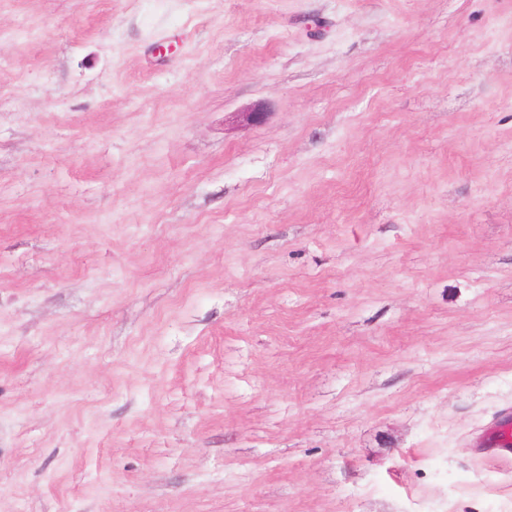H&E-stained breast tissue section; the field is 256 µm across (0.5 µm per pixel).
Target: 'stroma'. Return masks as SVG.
I'll list each match as a JSON object with an SVG mask.
<instances>
[{
  "instance_id": "35a3bbf8",
  "label": "stroma",
  "mask_w": 512,
  "mask_h": 512,
  "mask_svg": "<svg viewBox=\"0 0 512 512\" xmlns=\"http://www.w3.org/2000/svg\"><path fill=\"white\" fill-rule=\"evenodd\" d=\"M507 406L512 0H0V512H512ZM477 448L502 456H512V407L503 408L478 435Z\"/></svg>"
}]
</instances>
